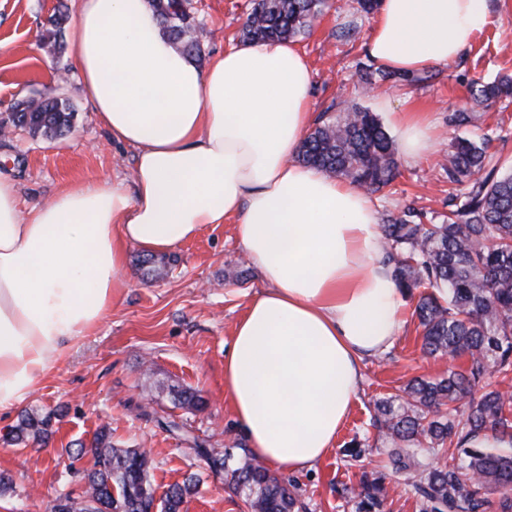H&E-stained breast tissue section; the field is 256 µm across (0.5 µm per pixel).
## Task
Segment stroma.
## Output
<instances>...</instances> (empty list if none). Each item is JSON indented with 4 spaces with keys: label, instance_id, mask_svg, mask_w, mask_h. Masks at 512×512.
I'll list each match as a JSON object with an SVG mask.
<instances>
[{
    "label": "stroma",
    "instance_id": "stroma-1",
    "mask_svg": "<svg viewBox=\"0 0 512 512\" xmlns=\"http://www.w3.org/2000/svg\"><path fill=\"white\" fill-rule=\"evenodd\" d=\"M62 3L75 5L74 0H0V119L19 99L36 92L68 99L75 108L73 129L65 138L35 139L18 128L0 137V172L15 179L26 208L52 198L67 184L129 179L133 167V149L113 143L98 124L74 72L67 69V56H53L42 46V27ZM192 4L205 27L207 61L239 42L253 6L252 0ZM489 5L492 24L458 60L429 67V79L417 86L387 89L378 96L365 93L363 72L370 63L365 43L374 17L359 12L356 0H329L309 33L297 37L313 71L314 116L357 106L386 123L391 110L402 108L419 112L431 126L428 153L400 156L390 191L374 196L377 217L412 206L442 223L448 213V156L456 138L491 137L502 168L512 167V99L486 109L475 105L469 93L475 77L512 76V0H489ZM349 22L355 25L353 35L337 40V27ZM464 108L472 110V123L449 125V115ZM141 256L137 247L129 248L124 283L102 321L69 348L28 399L0 417V473L13 480L12 491L0 496V512H46L61 495L80 493L66 450L72 443L90 442L103 427L119 447L150 450L156 496L188 477L198 479L182 512H248L194 445L220 452L244 441L224 400V357L237 320L263 287L261 277L249 268L230 224L206 227L170 251L164 277L143 276ZM421 344L422 329L410 315L393 348L365 361L358 398L333 450L297 475L310 512H353L362 470H373L387 445L372 440L359 467L348 465L344 448L369 430L380 401L399 394L413 377L447 372V358L424 356ZM174 385L198 391L204 408L189 413L174 407L169 395ZM27 413L52 415L55 433L47 446L5 441ZM167 417L180 423L179 431L159 427Z\"/></svg>",
    "mask_w": 512,
    "mask_h": 512
}]
</instances>
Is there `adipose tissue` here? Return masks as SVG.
Listing matches in <instances>:
<instances>
[{"instance_id": "ef3b65f1", "label": "adipose tissue", "mask_w": 512, "mask_h": 512, "mask_svg": "<svg viewBox=\"0 0 512 512\" xmlns=\"http://www.w3.org/2000/svg\"><path fill=\"white\" fill-rule=\"evenodd\" d=\"M491 22L488 0H381L368 56L417 73L455 61ZM68 57L98 123L135 151L131 184H71L22 211L0 174V413L23 402L112 306L126 251L167 252L234 221L265 287L238 319L224 397L256 460L311 469L334 447L365 358L400 335L403 294L369 196L291 162L313 73L289 42L241 43L199 69L147 0H77ZM403 152L419 116L393 111Z\"/></svg>"}]
</instances>
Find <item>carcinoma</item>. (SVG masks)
<instances>
[{"mask_svg": "<svg viewBox=\"0 0 512 512\" xmlns=\"http://www.w3.org/2000/svg\"><path fill=\"white\" fill-rule=\"evenodd\" d=\"M168 39L186 58L200 59L198 24L189 0H148ZM327 0H256L242 28L252 42L289 40L305 34ZM69 16L63 9L49 18L42 41L60 45ZM427 80L377 69L367 83L414 84ZM471 95L490 104L512 95V78L471 82ZM74 111L57 97H29L17 102L8 122L25 126L48 140L69 133ZM490 140L461 138L448 160V181L464 187L463 201L448 198V220L426 224L410 210L383 218L386 259L397 288L417 298L415 314L422 328V350L430 356L469 358L464 368H448L438 378L417 377L404 388L403 401H386L371 426L393 444L384 469L363 472L354 512H383L386 481L404 477V490L419 512H512V447L475 448L491 435L512 439V394L490 388L489 380L512 379V172H501L489 153ZM297 160L341 177L370 194L382 192L398 176L394 141L377 115L355 107L321 121L301 144ZM174 405L199 410L203 400L190 388L172 390ZM52 435L51 418L21 416L11 442L42 444ZM451 448L436 464L426 462L427 448ZM212 468L224 471L228 485L245 496L249 512H306L297 485L255 463L247 452L222 454L196 445ZM89 468L74 471L84 487L68 493L48 512H142L153 501L152 458L142 448L112 445L103 428L90 445L68 451ZM195 488L192 478L170 487L162 512H181ZM497 495L491 499L490 495Z\"/></svg>", "mask_w": 512, "mask_h": 512, "instance_id": "carcinoma-1", "label": "carcinoma"}]
</instances>
